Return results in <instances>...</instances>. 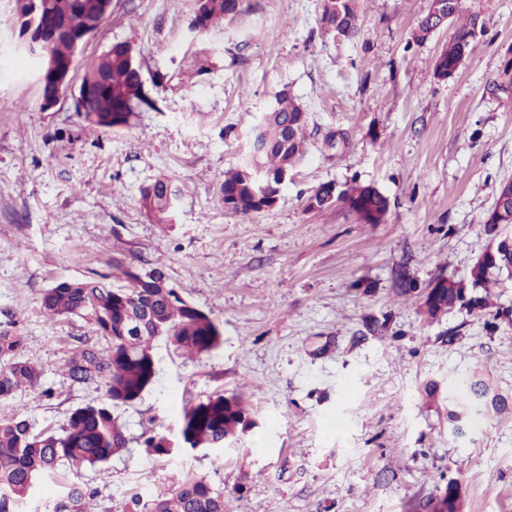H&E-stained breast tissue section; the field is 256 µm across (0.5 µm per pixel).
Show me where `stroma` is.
<instances>
[{
	"mask_svg": "<svg viewBox=\"0 0 512 512\" xmlns=\"http://www.w3.org/2000/svg\"><path fill=\"white\" fill-rule=\"evenodd\" d=\"M464 4L485 29L443 79L435 59L449 30L413 41L430 0H362L350 39L323 31L322 0H240L202 35L190 29L197 0H112L71 83L127 41L152 105L108 129L89 125L72 95L43 106L41 61L24 47L15 0H0V331L22 336L43 369L0 415L58 432L73 409L104 401L103 387L63 369L79 342L99 343L92 317L50 320L41 303L57 282L120 263L160 270L222 334L193 358L158 342L155 383L120 412L128 434L176 430L184 406L222 392L256 422L223 451L158 458L134 442L101 466H61L24 512H54L72 484L96 490L104 512H148L188 471L223 493L226 512H418L451 480L465 512H512V414L456 438L446 399L425 393L481 365L512 395L511 325L421 308L439 275L465 277L512 179V0ZM283 92L307 110V156L272 208L228 213L224 173ZM159 178L181 192L172 224L142 206ZM354 181L387 197L383 223L340 201L306 211L321 184ZM402 264L414 284L401 295Z\"/></svg>",
	"mask_w": 512,
	"mask_h": 512,
	"instance_id": "35a3bbf8",
	"label": "stroma"
}]
</instances>
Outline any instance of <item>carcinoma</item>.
Here are the masks:
<instances>
[{"label":"carcinoma","mask_w":512,"mask_h":512,"mask_svg":"<svg viewBox=\"0 0 512 512\" xmlns=\"http://www.w3.org/2000/svg\"><path fill=\"white\" fill-rule=\"evenodd\" d=\"M73 0H16L20 28H40L68 16ZM83 21L98 27L103 20L99 0H79ZM447 26L453 29L448 43L435 60L436 73L446 78L458 69V48L464 43L473 50L474 31H484L479 13L462 15L461 0H442ZM239 0H202L191 22V30L205 34L224 19L238 12ZM360 0H323L321 27L327 34L349 39L357 33ZM428 12L418 21L413 40L421 45L434 33ZM121 43L106 52L84 70L80 86L95 91L94 109L85 119L103 128L122 127L142 106L150 105L143 95L140 65L129 62ZM53 63H69L74 57V41L60 36L50 47ZM307 113L304 106L287 93L279 95L276 106L266 113L256 129L247 158L224 172V209L237 215L259 213L275 205L283 173L295 168L306 154ZM180 190L168 179H157L144 187L141 199L146 212L159 224L175 221ZM343 201L356 214H365L366 224H380L389 208L388 199L377 189L355 182L344 189L325 183L306 201V208L321 211ZM494 207L512 213V180L500 184ZM488 243L483 247L466 278L436 279L425 295L422 307L430 319L455 308L467 314H481L491 305L490 288L512 286V221L484 223ZM124 284L103 279L61 281L42 298V310L48 318L78 315L93 316L96 331L105 345H85L71 352L65 362L68 377L79 385H101L106 402L86 404L72 410L62 432H35L18 413L0 417V512H21L26 497L38 483L58 472L67 462L75 465H104L112 456L128 448L130 439L119 420L118 410L136 403L151 386L160 371L154 355V343L165 338L181 354L198 356L216 349L221 332L204 310L179 298L170 301L153 297L148 289L136 288L135 271L121 269ZM144 320L142 335L127 336L131 320ZM23 337L0 332V401L22 389L40 385L41 367L22 355ZM512 413V401L498 393L479 371L472 373L464 389L448 390V427L458 436V427L466 428L484 416ZM255 427L249 409L235 394L222 393L184 408L177 439L167 431L144 440L147 452L168 457L182 449L223 448L225 442L241 437ZM97 492L70 486L55 505L54 512H99L93 507ZM423 512H464V501L455 481L444 492L427 497ZM149 512H224V495L204 478L190 473L174 478L171 487L152 500Z\"/></svg>","instance_id":"1"}]
</instances>
